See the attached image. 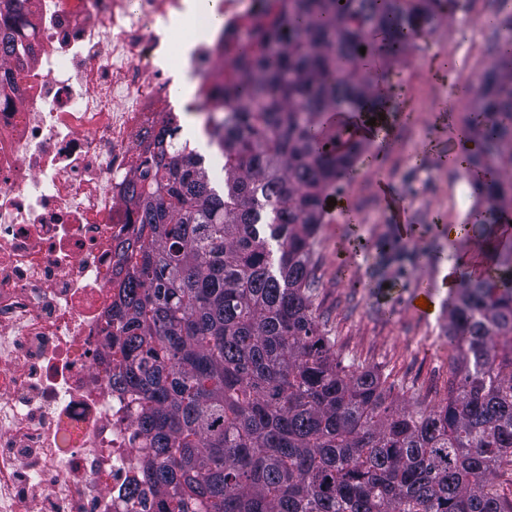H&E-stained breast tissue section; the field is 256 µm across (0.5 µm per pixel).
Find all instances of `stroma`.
<instances>
[{
    "label": "stroma",
    "mask_w": 512,
    "mask_h": 512,
    "mask_svg": "<svg viewBox=\"0 0 512 512\" xmlns=\"http://www.w3.org/2000/svg\"><path fill=\"white\" fill-rule=\"evenodd\" d=\"M465 61L484 68L485 37L461 22L451 34L437 27L421 48L379 57L369 79L393 96L388 131L342 184L345 205L327 210L315 245L321 335L344 365L377 368L384 390L414 405L447 398L452 354L445 312L424 317L412 308L417 279L428 272L430 254L456 258L479 234L468 177L448 152L470 110L461 88ZM383 182L406 206L407 237L389 221ZM459 224L465 233L448 237L445 226Z\"/></svg>",
    "instance_id": "35a3bbf8"
}]
</instances>
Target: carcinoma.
<instances>
[{
  "label": "carcinoma",
  "instance_id": "cac0c4a2",
  "mask_svg": "<svg viewBox=\"0 0 512 512\" xmlns=\"http://www.w3.org/2000/svg\"><path fill=\"white\" fill-rule=\"evenodd\" d=\"M468 0H261L250 39L222 44L227 78L201 93L209 155L168 113L134 182L138 230L121 247L119 383L140 395L142 480L158 512H512V16L486 39L462 163L491 274L459 277L446 404L388 399L320 335L315 234L369 142L331 134L336 112L384 111L358 67L369 36L398 54ZM0 0V55L24 21ZM224 173L214 178V167Z\"/></svg>",
  "mask_w": 512,
  "mask_h": 512
}]
</instances>
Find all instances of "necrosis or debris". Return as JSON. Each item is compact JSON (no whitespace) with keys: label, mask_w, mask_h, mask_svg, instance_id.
<instances>
[{"label":"necrosis or debris","mask_w":512,"mask_h":512,"mask_svg":"<svg viewBox=\"0 0 512 512\" xmlns=\"http://www.w3.org/2000/svg\"><path fill=\"white\" fill-rule=\"evenodd\" d=\"M186 2L25 0L0 61V512L156 510L107 318L175 82L225 71L214 39L179 36Z\"/></svg>","instance_id":"necrosis-or-debris-1"}]
</instances>
